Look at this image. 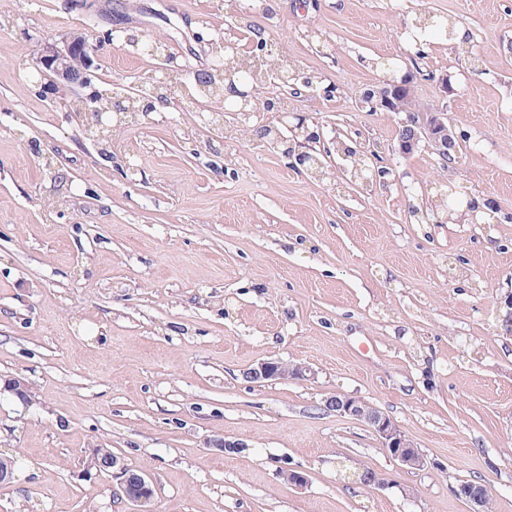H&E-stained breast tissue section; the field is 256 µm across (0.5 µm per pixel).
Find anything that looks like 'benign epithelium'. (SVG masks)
Masks as SVG:
<instances>
[{"instance_id":"1","label":"benign epithelium","mask_w":512,"mask_h":512,"mask_svg":"<svg viewBox=\"0 0 512 512\" xmlns=\"http://www.w3.org/2000/svg\"><path fill=\"white\" fill-rule=\"evenodd\" d=\"M97 46L86 36L73 34L60 48L42 46L35 59L38 71L50 72L69 87H82L88 82V75L93 64ZM146 52L152 57L163 56L167 69L179 72V66L168 54L167 46L158 41H151ZM226 85L235 99L229 104L237 107L239 112H256L257 98L255 89H238L235 87L229 67H224ZM415 76L407 73L398 81H392L377 90H367L363 94L365 101L376 110L405 114L399 133V152L413 153L421 143L434 146L439 157L451 159L457 154L455 136L448 129L444 113L433 107L419 105L413 90ZM310 372L302 365H286L276 360H263L246 373V378L253 381L302 380ZM3 390L10 392L20 401L29 399L30 384L21 377L4 381ZM328 407L336 413L348 416L366 425L389 451L391 457L406 469L420 470L428 465L425 456L419 452L412 441L400 427L388 416L371 406L366 401L346 394H336L327 400ZM121 491L133 505L140 507L150 500L153 490L148 479L141 473L122 471ZM455 494L466 506L467 512H485V498L471 489L469 484H462L455 489Z\"/></svg>"}]
</instances>
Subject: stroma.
Segmentation results:
<instances>
[{
  "label": "stroma",
  "instance_id": "obj_1",
  "mask_svg": "<svg viewBox=\"0 0 512 512\" xmlns=\"http://www.w3.org/2000/svg\"><path fill=\"white\" fill-rule=\"evenodd\" d=\"M428 14L465 42L417 36ZM258 29L312 82L260 84L284 112L188 96L114 136L85 109L162 75L140 40L165 38L190 88ZM72 32L99 56L57 89L33 51ZM409 71L457 138L448 166L427 143L400 154V115L362 101ZM264 128L315 134L321 171ZM450 190L481 208L438 219ZM511 294L512 0H0V377L32 387L0 393V512H134L88 470L99 450L151 479L148 512H465L467 480L512 512ZM263 360L313 374L247 379ZM339 393L428 467L329 410ZM327 404L337 414L348 416L366 425L401 467L420 470L428 465L425 456L400 427L366 401L346 394H336L327 400Z\"/></svg>",
  "mask_w": 512,
  "mask_h": 512
}]
</instances>
